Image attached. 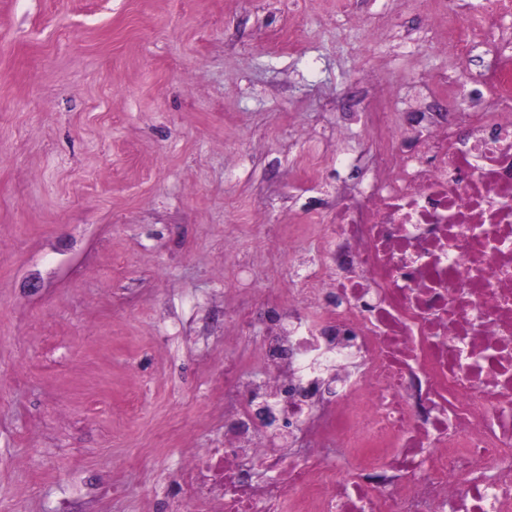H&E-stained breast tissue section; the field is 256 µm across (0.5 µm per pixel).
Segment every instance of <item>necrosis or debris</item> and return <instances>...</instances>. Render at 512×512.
<instances>
[{
  "mask_svg": "<svg viewBox=\"0 0 512 512\" xmlns=\"http://www.w3.org/2000/svg\"><path fill=\"white\" fill-rule=\"evenodd\" d=\"M456 11L432 0L465 59ZM482 85L495 106L449 120L418 78L422 127L382 89L363 102L374 166L321 227L338 272L310 269L275 313L258 357L286 372L225 370V449L183 480L221 488L202 512H512V64Z\"/></svg>",
  "mask_w": 512,
  "mask_h": 512,
  "instance_id": "4bbe7bcc",
  "label": "necrosis or debris"
}]
</instances>
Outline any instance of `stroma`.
<instances>
[{
  "label": "stroma",
  "instance_id": "35a3bbf8",
  "mask_svg": "<svg viewBox=\"0 0 512 512\" xmlns=\"http://www.w3.org/2000/svg\"><path fill=\"white\" fill-rule=\"evenodd\" d=\"M430 0H0V512H194L224 368L356 185Z\"/></svg>",
  "mask_w": 512,
  "mask_h": 512
}]
</instances>
